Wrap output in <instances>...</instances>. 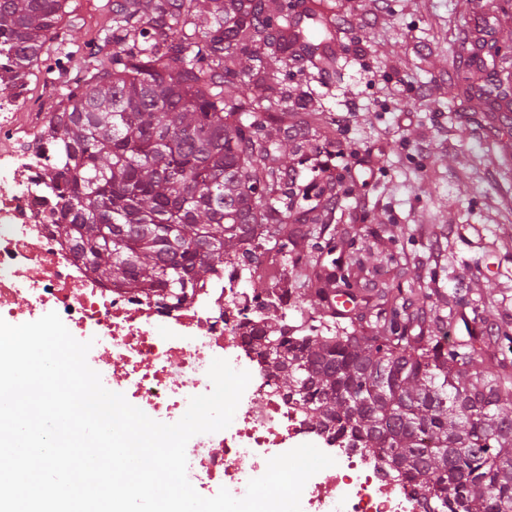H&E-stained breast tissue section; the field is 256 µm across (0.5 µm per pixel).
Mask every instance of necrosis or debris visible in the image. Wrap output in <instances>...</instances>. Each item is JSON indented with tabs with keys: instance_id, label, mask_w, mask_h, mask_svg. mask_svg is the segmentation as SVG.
I'll return each mask as SVG.
<instances>
[{
	"instance_id": "1",
	"label": "necrosis or debris",
	"mask_w": 512,
	"mask_h": 512,
	"mask_svg": "<svg viewBox=\"0 0 512 512\" xmlns=\"http://www.w3.org/2000/svg\"><path fill=\"white\" fill-rule=\"evenodd\" d=\"M27 100L14 91L0 95V318L19 325L57 312L77 340L90 337L111 351V365L99 371L103 385L167 424L185 414L191 397L212 391L213 359L248 371L231 425L186 446L197 492L212 497L224 487L243 496L270 458L311 443L335 464L306 483L301 512H423L422 491L389 476L378 456L311 429L245 343L260 325L257 300L275 296L272 272L225 270L219 285L197 289L180 306L88 276L53 230V201L43 187L47 158L28 146L36 128L19 122Z\"/></svg>"
}]
</instances>
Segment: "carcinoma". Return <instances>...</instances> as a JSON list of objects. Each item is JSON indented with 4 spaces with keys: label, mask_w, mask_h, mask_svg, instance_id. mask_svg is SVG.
<instances>
[{
    "label": "carcinoma",
    "mask_w": 512,
    "mask_h": 512,
    "mask_svg": "<svg viewBox=\"0 0 512 512\" xmlns=\"http://www.w3.org/2000/svg\"><path fill=\"white\" fill-rule=\"evenodd\" d=\"M115 0L108 34L88 64L61 76L71 0H0V91L57 76L44 113L46 190L53 224L97 281L162 292L180 305L231 265L244 271L267 252L283 267L323 269L308 292L328 319L300 330L285 309L257 302L263 326L249 343L314 428L380 456L425 496L424 512H512V373L479 365L475 336L454 345L441 318L410 298L421 286H385L355 257L352 275L323 254L337 222L336 187L319 157L336 146L333 120L308 94L288 102L290 69L323 76L335 24L324 0L303 11L284 0ZM259 67L237 97L242 59ZM283 125L296 163L276 159L270 125ZM367 295L361 309H346Z\"/></svg>",
    "instance_id": "cac0c4a2"
}]
</instances>
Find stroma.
Wrapping results in <instances>:
<instances>
[{"label": "stroma", "instance_id": "stroma-1", "mask_svg": "<svg viewBox=\"0 0 512 512\" xmlns=\"http://www.w3.org/2000/svg\"><path fill=\"white\" fill-rule=\"evenodd\" d=\"M113 0H75L66 66L108 29ZM504 0H350L330 48L340 75L295 73L290 94L310 91L336 118L345 152L328 159L349 192L340 200L336 252L362 250L369 264L394 255L421 284L415 305H441L449 342L468 337L462 315L486 331L512 322V108L465 91L455 73L512 85V10ZM387 22L371 23L374 8ZM387 226L389 234L374 230ZM436 228L433 236L425 228Z\"/></svg>", "mask_w": 512, "mask_h": 512}]
</instances>
